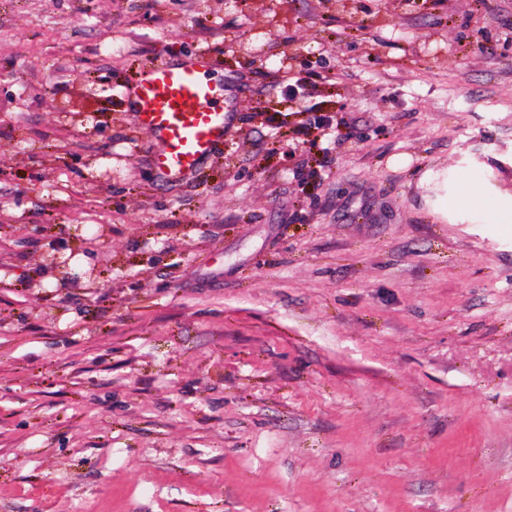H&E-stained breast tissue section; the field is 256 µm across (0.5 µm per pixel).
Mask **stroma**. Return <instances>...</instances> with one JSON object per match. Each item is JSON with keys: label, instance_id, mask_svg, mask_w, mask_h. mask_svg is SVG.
<instances>
[{"label": "stroma", "instance_id": "1", "mask_svg": "<svg viewBox=\"0 0 512 512\" xmlns=\"http://www.w3.org/2000/svg\"><path fill=\"white\" fill-rule=\"evenodd\" d=\"M0 512H512V0H0ZM208 61L196 51L182 64L144 68L134 81L132 114L151 134L150 163L161 183L193 174L230 132L227 87L207 78Z\"/></svg>", "mask_w": 512, "mask_h": 512}]
</instances>
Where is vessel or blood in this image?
<instances>
[{"mask_svg": "<svg viewBox=\"0 0 512 512\" xmlns=\"http://www.w3.org/2000/svg\"><path fill=\"white\" fill-rule=\"evenodd\" d=\"M208 61L197 51L178 65L144 68L134 81L133 117L152 137L149 158L159 182L193 174L230 131L227 88L208 79Z\"/></svg>", "mask_w": 512, "mask_h": 512, "instance_id": "b4317fda", "label": "vessel or blood"}]
</instances>
